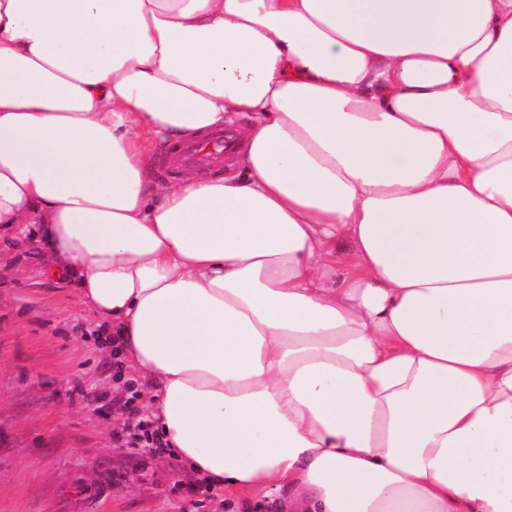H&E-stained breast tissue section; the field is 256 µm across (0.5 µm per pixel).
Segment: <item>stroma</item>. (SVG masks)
I'll return each mask as SVG.
<instances>
[{"label":"stroma","mask_w":512,"mask_h":512,"mask_svg":"<svg viewBox=\"0 0 512 512\" xmlns=\"http://www.w3.org/2000/svg\"><path fill=\"white\" fill-rule=\"evenodd\" d=\"M32 236L0 229V512H280L131 445L125 378Z\"/></svg>","instance_id":"stroma-1"}]
</instances>
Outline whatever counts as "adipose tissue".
<instances>
[{
  "label": "adipose tissue",
  "mask_w": 512,
  "mask_h": 512,
  "mask_svg": "<svg viewBox=\"0 0 512 512\" xmlns=\"http://www.w3.org/2000/svg\"><path fill=\"white\" fill-rule=\"evenodd\" d=\"M1 225L204 484L512 512V0H0ZM234 138L229 134H216L206 145L200 146L195 141L177 145L173 149L177 159L185 165L206 164L212 155H226L234 149ZM168 150L169 148L164 146L162 140H158V144L152 152L151 172L157 180L173 182L179 177L182 167L177 165L169 166L164 162L163 158L166 156Z\"/></svg>",
  "instance_id": "adipose-tissue-1"
}]
</instances>
